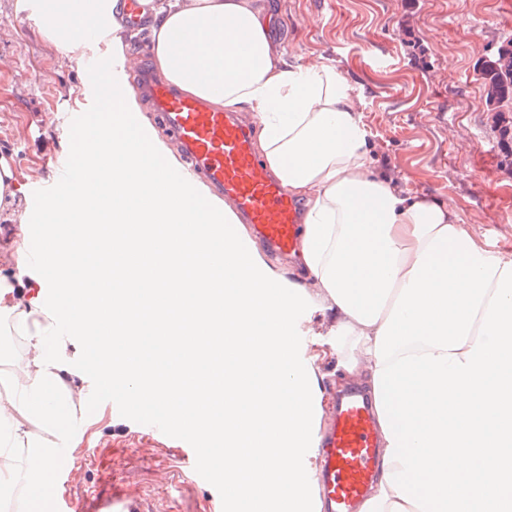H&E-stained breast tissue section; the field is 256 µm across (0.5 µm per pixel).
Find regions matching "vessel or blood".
<instances>
[{
    "instance_id": "1",
    "label": "vessel or blood",
    "mask_w": 512,
    "mask_h": 512,
    "mask_svg": "<svg viewBox=\"0 0 512 512\" xmlns=\"http://www.w3.org/2000/svg\"><path fill=\"white\" fill-rule=\"evenodd\" d=\"M150 15L146 0H128L127 27L144 28ZM148 45L129 53L126 72L143 83L147 102L157 123L175 143L185 168L201 180L217 198L228 202L235 216L254 230L257 238L275 256L286 258L298 251L302 236V212L282 182L265 171L255 148L254 127L239 113L212 106L207 100L182 94L172 83L152 78L146 67ZM112 82V62L96 57L81 87L82 93L102 111L112 108L101 90ZM85 171L75 157L63 158L56 180L31 186L35 209L60 195L79 191ZM149 435L181 438V428L172 414L159 412L142 420ZM321 460L312 478V492L324 512H359L377 474L380 441L371 400L362 387L353 385L336 400L317 440ZM187 475L208 483L213 471L194 444L182 450ZM58 485L51 512H145L143 501L117 487L111 472H101L94 484L73 491L66 472L54 477Z\"/></svg>"
}]
</instances>
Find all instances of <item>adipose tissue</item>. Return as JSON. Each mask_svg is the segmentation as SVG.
<instances>
[{
    "instance_id": "1",
    "label": "adipose tissue",
    "mask_w": 512,
    "mask_h": 512,
    "mask_svg": "<svg viewBox=\"0 0 512 512\" xmlns=\"http://www.w3.org/2000/svg\"><path fill=\"white\" fill-rule=\"evenodd\" d=\"M121 7L40 0L39 27L66 48L86 29L120 56ZM156 15V68L262 124L265 167L306 202L311 288L240 262L231 214L187 191L163 142L88 127L84 187L45 209L48 276L29 275L22 245L0 276V334L18 341L0 354V512H29L58 450L93 434L74 329L102 385L181 415L203 454L220 452L225 512H320L304 474L331 358L373 398L382 454L362 512H512V258L462 228L452 201L376 171L355 83L318 61L277 68L254 0H159ZM51 288L65 297L53 309Z\"/></svg>"
}]
</instances>
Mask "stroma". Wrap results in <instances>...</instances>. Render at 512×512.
Returning a JSON list of instances; mask_svg holds the SVG:
<instances>
[{"instance_id": "stroma-1", "label": "stroma", "mask_w": 512, "mask_h": 512, "mask_svg": "<svg viewBox=\"0 0 512 512\" xmlns=\"http://www.w3.org/2000/svg\"><path fill=\"white\" fill-rule=\"evenodd\" d=\"M272 18L278 65L299 59L336 65L357 81V108L371 132L377 167L407 192L451 200L477 239L512 253V165L485 126L474 64L512 32V0H261ZM412 35H405L404 25ZM84 62L46 39L20 0H0V155L12 162L15 195L0 206V271L27 189L56 177L68 156L65 116L92 111L79 92ZM122 386L95 392L85 417L101 433L77 482L109 468L150 512H208L211 491L182 474L179 443L141 432Z\"/></svg>"}]
</instances>
